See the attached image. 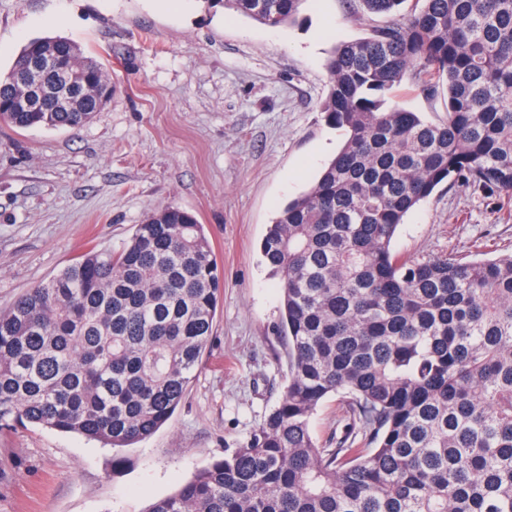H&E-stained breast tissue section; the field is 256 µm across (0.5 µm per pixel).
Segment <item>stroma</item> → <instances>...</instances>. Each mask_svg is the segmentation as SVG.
Returning a JSON list of instances; mask_svg holds the SVG:
<instances>
[{
    "label": "stroma",
    "mask_w": 512,
    "mask_h": 512,
    "mask_svg": "<svg viewBox=\"0 0 512 512\" xmlns=\"http://www.w3.org/2000/svg\"><path fill=\"white\" fill-rule=\"evenodd\" d=\"M302 16L272 29L222 0H0L1 75L28 39L51 36L78 44L114 85L78 129L0 124V310L89 248L118 250L165 206L205 224L224 282L196 376L152 436L110 448L36 424L0 428V512H145L278 404L282 293L259 245L343 140L320 110L330 49L388 22L351 0H307ZM395 102L430 121L446 116L444 94L409 77ZM392 249L511 251L512 202L439 188L406 216Z\"/></svg>",
    "instance_id": "stroma-1"
}]
</instances>
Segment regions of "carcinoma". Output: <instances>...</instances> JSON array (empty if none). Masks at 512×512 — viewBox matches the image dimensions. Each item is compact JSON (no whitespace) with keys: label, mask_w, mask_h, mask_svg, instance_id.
Listing matches in <instances>:
<instances>
[{"label":"carcinoma","mask_w":512,"mask_h":512,"mask_svg":"<svg viewBox=\"0 0 512 512\" xmlns=\"http://www.w3.org/2000/svg\"><path fill=\"white\" fill-rule=\"evenodd\" d=\"M360 0L393 20L334 46L320 111L344 140L260 251L288 345L278 405L146 512H512V252H393L440 186L512 199V0ZM306 0H224L272 28ZM445 89L435 123L390 104L408 72ZM112 78L75 43L37 38L0 78V122L76 128ZM222 288L204 225L156 210L0 311V426L25 420L113 448L181 403ZM343 436L311 417L330 396ZM338 397H330L310 420L313 436L321 442L340 438L346 423Z\"/></svg>","instance_id":"obj_1"}]
</instances>
